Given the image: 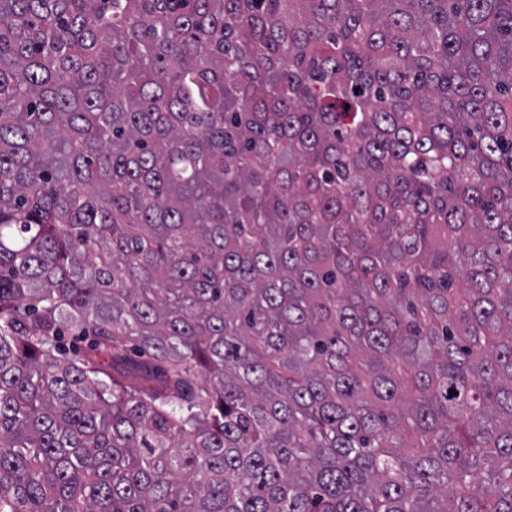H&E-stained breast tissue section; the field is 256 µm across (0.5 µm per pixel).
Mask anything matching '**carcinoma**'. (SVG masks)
Masks as SVG:
<instances>
[{
	"mask_svg": "<svg viewBox=\"0 0 512 512\" xmlns=\"http://www.w3.org/2000/svg\"><path fill=\"white\" fill-rule=\"evenodd\" d=\"M0 512H512V0H0Z\"/></svg>",
	"mask_w": 512,
	"mask_h": 512,
	"instance_id": "carcinoma-1",
	"label": "carcinoma"
}]
</instances>
